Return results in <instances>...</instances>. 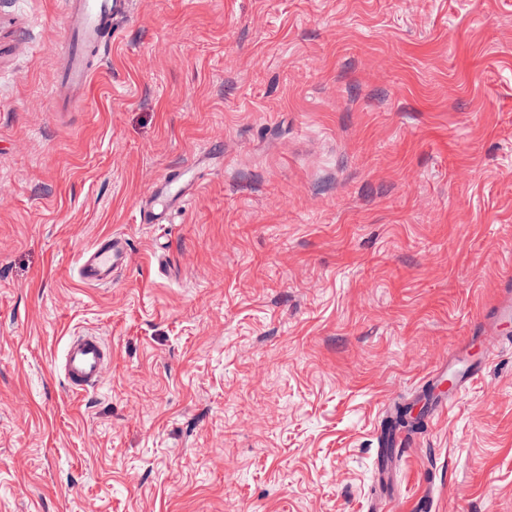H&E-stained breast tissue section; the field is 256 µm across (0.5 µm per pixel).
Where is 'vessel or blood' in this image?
<instances>
[{"instance_id": "obj_1", "label": "vessel or blood", "mask_w": 512, "mask_h": 512, "mask_svg": "<svg viewBox=\"0 0 512 512\" xmlns=\"http://www.w3.org/2000/svg\"><path fill=\"white\" fill-rule=\"evenodd\" d=\"M66 14L65 36L59 52L69 61L57 95L87 90L90 69L85 61L87 48L98 46L112 24L113 16L122 8L123 0H60ZM128 243L119 236L99 241L83 259L79 272L83 280L99 283L109 279L113 271L127 257ZM512 322V279H506L499 295L484 311V324L479 336L453 347L450 362L465 358L471 346H481L485 354H492L503 341L501 326ZM107 354L100 337L82 335L72 337L65 347L60 371L71 390L80 391L97 386L102 379ZM479 371L467 366L454 373V385L448 397L440 401L439 411H446L450 403L470 388L478 379Z\"/></svg>"}]
</instances>
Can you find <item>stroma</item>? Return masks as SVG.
<instances>
[{
  "instance_id": "stroma-1",
  "label": "stroma",
  "mask_w": 512,
  "mask_h": 512,
  "mask_svg": "<svg viewBox=\"0 0 512 512\" xmlns=\"http://www.w3.org/2000/svg\"><path fill=\"white\" fill-rule=\"evenodd\" d=\"M64 29L0 0V512H512V345L376 467L512 277V0H129L62 103ZM127 250L128 243L121 236L99 241L82 261L79 269L81 278L91 283L109 279L112 271L126 260ZM106 361L105 345L99 336H73L65 347L60 372L71 390H86L99 384Z\"/></svg>"
}]
</instances>
